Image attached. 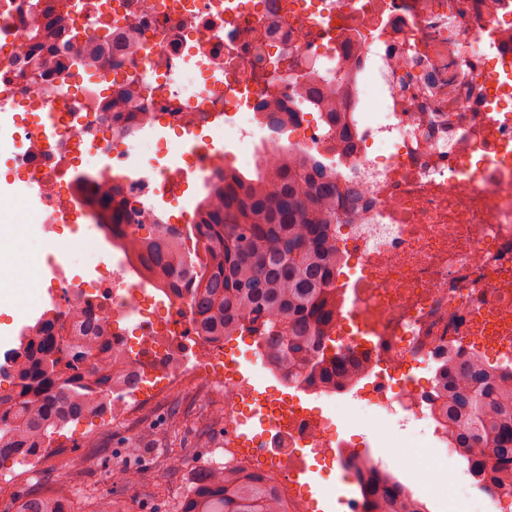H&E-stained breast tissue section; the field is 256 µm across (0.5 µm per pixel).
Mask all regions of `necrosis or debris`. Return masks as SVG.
<instances>
[{"mask_svg": "<svg viewBox=\"0 0 512 512\" xmlns=\"http://www.w3.org/2000/svg\"><path fill=\"white\" fill-rule=\"evenodd\" d=\"M54 2L0 0V222L23 213L28 234L67 228L66 249H84L91 218L75 177L93 157L105 176H121L146 222L176 186L213 180L219 137L237 159L271 168L286 151L327 152L340 189L360 198L338 214L345 270L333 334L369 364L358 383L317 389L323 412L259 391L235 353L192 343L183 299L157 300L122 264L96 263L78 290L48 257L51 308L76 302L106 315L113 344L152 358L113 407L129 417L156 395L220 386L224 448L206 466L249 467L285 512H311L300 493L309 459L349 469L348 442L333 428L343 404L450 454L422 373L451 347L512 370V0H64L66 29L50 36ZM129 30L130 48L96 61H55L36 80L24 70L33 33L46 34L56 58L75 34L102 45ZM406 73L414 79L404 84ZM303 74L335 87L354 137L335 140L320 100L301 92ZM127 86L137 94L119 121L108 104ZM272 98L288 105L284 142L264 135ZM124 124L165 129L162 161L133 168Z\"/></svg>", "mask_w": 512, "mask_h": 512, "instance_id": "1", "label": "necrosis or debris"}]
</instances>
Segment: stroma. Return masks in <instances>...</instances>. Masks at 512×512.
Segmentation results:
<instances>
[{"mask_svg": "<svg viewBox=\"0 0 512 512\" xmlns=\"http://www.w3.org/2000/svg\"><path fill=\"white\" fill-rule=\"evenodd\" d=\"M0 239L12 244L11 286L23 306H0V346L14 330L20 316L38 313L42 295L44 266L29 263L31 255H46L52 247L48 239L17 233L15 225L0 226ZM224 406L223 392L196 395L175 392L154 399L133 420L115 421L111 410H104L94 421L99 425L97 445L83 447L87 433L83 422H72L55 435L52 445L57 453L21 485L0 483V500L9 512L30 496L66 495L76 512H89L93 501L110 494L112 474L117 471L124 449L137 447L149 454V465L138 471L134 485L115 495L119 512H140L139 506L156 504L157 512L181 502L188 494L192 470L201 464L199 440L223 441L224 422L218 413ZM348 422L340 426V434L350 436L356 451L363 457L385 453L392 459L391 472L414 495L425 502L429 512H442L437 498L426 492L413 472L421 458L428 457L436 465L445 462L437 449L420 447V434L410 430L393 431L390 424L370 415L347 409ZM395 432L398 449H382V436Z\"/></svg>", "mask_w": 512, "mask_h": 512, "instance_id": "stroma-1", "label": "stroma"}]
</instances>
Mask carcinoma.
Wrapping results in <instances>:
<instances>
[{
  "label": "carcinoma",
  "mask_w": 512,
  "mask_h": 512,
  "mask_svg": "<svg viewBox=\"0 0 512 512\" xmlns=\"http://www.w3.org/2000/svg\"><path fill=\"white\" fill-rule=\"evenodd\" d=\"M93 217L111 228L112 245L137 272L185 299L195 333L212 343L258 336L271 372L287 383L340 387L360 359L340 353L336 320V195L333 170L313 154L247 176L224 167L192 221L181 227L154 215L135 224L134 201L121 181L78 178ZM44 314L0 364L10 390L0 393V461L36 457L71 421L96 415L137 373L112 346V326L75 306L56 329ZM94 362L86 364L88 357ZM455 453L490 492L512 491V373L448 349L434 398ZM364 512H428L393 475L357 461ZM18 512H74L64 496L32 497ZM181 512H282L275 490L241 470H197Z\"/></svg>",
  "instance_id": "carcinoma-1"
}]
</instances>
